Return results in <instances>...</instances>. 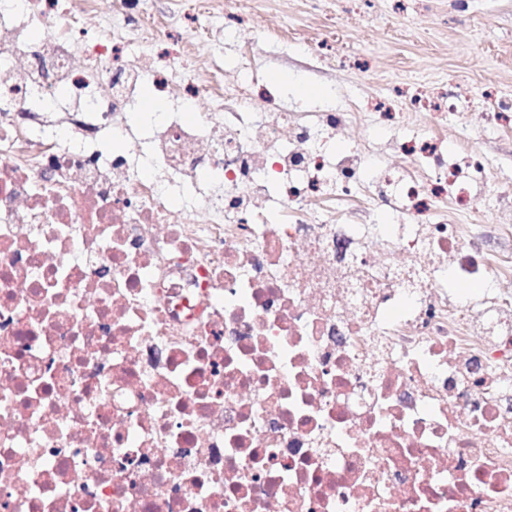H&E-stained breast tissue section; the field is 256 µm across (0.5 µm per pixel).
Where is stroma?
Returning <instances> with one entry per match:
<instances>
[{"mask_svg": "<svg viewBox=\"0 0 512 512\" xmlns=\"http://www.w3.org/2000/svg\"><path fill=\"white\" fill-rule=\"evenodd\" d=\"M333 17L321 9L325 0H250L253 33L270 89L289 109L319 112L355 99L385 93L390 83L419 76L459 88L465 104L448 124V141L470 138L503 175L512 178V130L484 137L489 105L487 87L512 98V0H425L408 14L391 17L388 0H375V17L360 18L354 0H332ZM287 15L296 29L287 40L269 35L277 15ZM331 37L335 60L305 55L306 44ZM358 50L365 65L352 69L343 53ZM276 73L292 77L294 86L273 81ZM313 88L327 98L310 96Z\"/></svg>", "mask_w": 512, "mask_h": 512, "instance_id": "obj_1", "label": "stroma"}]
</instances>
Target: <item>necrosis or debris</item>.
Returning a JSON list of instances; mask_svg holds the SVG:
<instances>
[{
    "instance_id": "1",
    "label": "necrosis or debris",
    "mask_w": 512,
    "mask_h": 512,
    "mask_svg": "<svg viewBox=\"0 0 512 512\" xmlns=\"http://www.w3.org/2000/svg\"><path fill=\"white\" fill-rule=\"evenodd\" d=\"M253 43L0 0V512H512V224L455 220L512 181L448 93L293 112Z\"/></svg>"
}]
</instances>
